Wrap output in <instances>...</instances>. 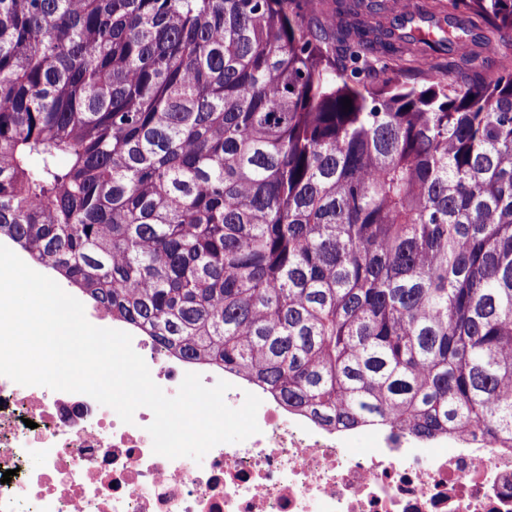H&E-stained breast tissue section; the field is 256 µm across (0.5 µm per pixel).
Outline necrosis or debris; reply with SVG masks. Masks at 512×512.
I'll return each mask as SVG.
<instances>
[{"instance_id": "obj_1", "label": "necrosis or debris", "mask_w": 512, "mask_h": 512, "mask_svg": "<svg viewBox=\"0 0 512 512\" xmlns=\"http://www.w3.org/2000/svg\"><path fill=\"white\" fill-rule=\"evenodd\" d=\"M132 347L167 390L193 372L209 387L229 382L232 408L257 393L259 434L169 459L152 450L148 408L125 424L88 395L0 376V473H13L0 512H512L511 448L467 440L444 453L380 426L360 453L236 373L138 332Z\"/></svg>"}]
</instances>
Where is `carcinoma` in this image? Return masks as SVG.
Masks as SVG:
<instances>
[{
    "label": "carcinoma",
    "mask_w": 512,
    "mask_h": 512,
    "mask_svg": "<svg viewBox=\"0 0 512 512\" xmlns=\"http://www.w3.org/2000/svg\"><path fill=\"white\" fill-rule=\"evenodd\" d=\"M383 9L0 0V240L320 425L512 448V0Z\"/></svg>",
    "instance_id": "1"
}]
</instances>
